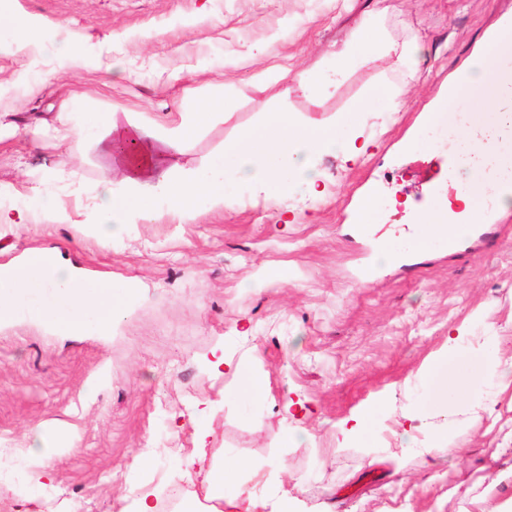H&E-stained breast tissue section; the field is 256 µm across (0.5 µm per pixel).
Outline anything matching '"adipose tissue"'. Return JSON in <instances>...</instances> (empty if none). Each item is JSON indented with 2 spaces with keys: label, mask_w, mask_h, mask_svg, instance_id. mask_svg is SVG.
<instances>
[{
  "label": "adipose tissue",
  "mask_w": 512,
  "mask_h": 512,
  "mask_svg": "<svg viewBox=\"0 0 512 512\" xmlns=\"http://www.w3.org/2000/svg\"><path fill=\"white\" fill-rule=\"evenodd\" d=\"M397 53L400 66L415 72L420 48L411 44L395 48L372 17L335 51L336 68L367 65L375 55ZM512 26L498 28L481 51L464 67L466 86L449 84L448 97L468 95L469 111L453 137L459 146L457 166L469 177L460 186L457 209L437 206L418 214L410 238L418 251L440 237L466 238L482 217L480 202L494 199L500 210L512 208V188L503 178L512 175ZM341 112L321 121L304 120L295 112H267L242 136L227 141L220 156L208 165L184 170L178 156L184 145L213 118L206 110L180 113L170 125H160L132 112H60L55 116L62 140L81 142L95 138L101 147L104 176L98 183L93 209L82 225L84 235L103 243L122 237L128 226L153 223L168 214L190 215L197 209L223 204L241 182H253L272 192H319L322 177L317 157L337 155L354 162L367 151L360 145L358 115ZM54 176L44 173L34 192L32 207L0 208V224H67L71 217L58 206L50 191ZM126 293L106 279L89 280L64 263L57 249L28 252L0 276V319L23 312L56 331L70 335L92 327L105 329L122 318ZM464 331L448 335L447 352L434 356L425 368V396L447 401L449 395L468 392L467 371L448 372V355L460 351Z\"/></svg>",
  "instance_id": "ef3b65f1"
}]
</instances>
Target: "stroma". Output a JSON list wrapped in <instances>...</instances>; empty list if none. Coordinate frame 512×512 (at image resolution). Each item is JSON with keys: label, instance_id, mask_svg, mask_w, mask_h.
Here are the masks:
<instances>
[{"label": "stroma", "instance_id": "1", "mask_svg": "<svg viewBox=\"0 0 512 512\" xmlns=\"http://www.w3.org/2000/svg\"><path fill=\"white\" fill-rule=\"evenodd\" d=\"M41 32L66 23L81 63L45 56L36 39L0 26V207L31 205L40 172L55 173L68 224L0 227V267L31 248H55L91 278L127 289L126 314L105 331L62 335L26 317L0 322V512H127L146 494L149 474L184 483L155 512H207L211 488L263 502L276 512H512V386L475 370L469 394L447 407L429 403L422 371L465 327L471 342L448 359L512 358V210L492 234L423 253L403 234L416 212L453 198L465 169L448 176L446 152L427 147L425 115L448 97L466 60L502 20L512 0H12ZM388 38L422 46L407 78L395 56L336 73L331 57L363 12ZM116 70L106 71V62ZM292 64L288 80L261 86L256 74ZM314 73L333 82L318 97ZM401 85L398 108L375 101L361 122L366 156L327 155L325 191L269 194L241 184L223 206L193 216L132 225L105 245L82 236L103 173L91 141L60 145L56 112L120 107L148 118L230 97L223 116L187 143L178 160L209 161L262 113L290 109L308 118L349 110L380 85ZM379 203L361 224L368 197ZM401 259L376 262L380 238ZM279 264L285 283H257ZM262 372L266 397H240L232 373L216 372L214 352ZM305 408L286 415V400ZM380 409L371 447L339 445L337 423L363 407ZM424 426L402 450L404 417ZM301 428L307 445L281 441ZM446 440L424 452L428 434ZM55 435L41 485L26 455L43 432ZM205 457L204 465L190 462ZM153 459L150 469L140 457ZM250 467L224 478V461Z\"/></svg>", "mask_w": 512, "mask_h": 512}]
</instances>
